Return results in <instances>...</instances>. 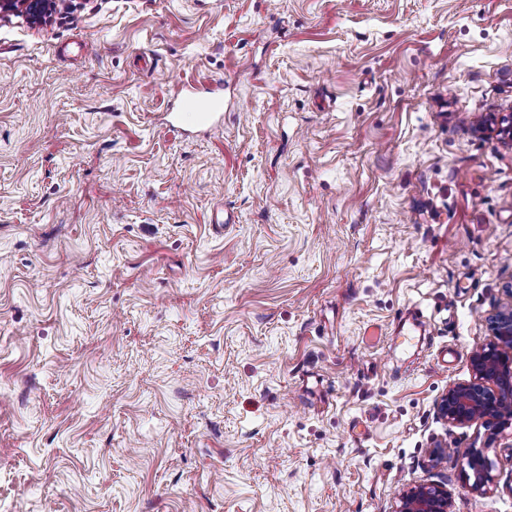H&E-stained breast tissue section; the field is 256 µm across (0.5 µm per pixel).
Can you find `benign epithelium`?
I'll return each mask as SVG.
<instances>
[{"label":"benign epithelium","mask_w":512,"mask_h":512,"mask_svg":"<svg viewBox=\"0 0 512 512\" xmlns=\"http://www.w3.org/2000/svg\"><path fill=\"white\" fill-rule=\"evenodd\" d=\"M54 0H0V14H16L39 22ZM494 340L470 356L473 378L448 388L438 404V414L448 426L466 425L477 418L498 430L512 424V304L489 318ZM473 467L471 490L482 492L491 481V462L475 449L462 459ZM395 512H452L448 490L436 484H418L404 492Z\"/></svg>","instance_id":"obj_1"}]
</instances>
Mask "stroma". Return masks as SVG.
Here are the masks:
<instances>
[{
    "label": "stroma",
    "mask_w": 512,
    "mask_h": 512,
    "mask_svg": "<svg viewBox=\"0 0 512 512\" xmlns=\"http://www.w3.org/2000/svg\"><path fill=\"white\" fill-rule=\"evenodd\" d=\"M187 83L221 128L168 124ZM498 112L512 0L0 19V512H512V426L437 412L512 302ZM470 466L474 468L472 471L473 482L471 484V478H469L465 469V467L470 469ZM462 468H464L470 489L475 492H483L487 484L491 481V462L484 454L483 450L475 449L468 455H465L462 459ZM395 512H452L450 495L440 485H414L400 496Z\"/></svg>",
    "instance_id": "1"
}]
</instances>
